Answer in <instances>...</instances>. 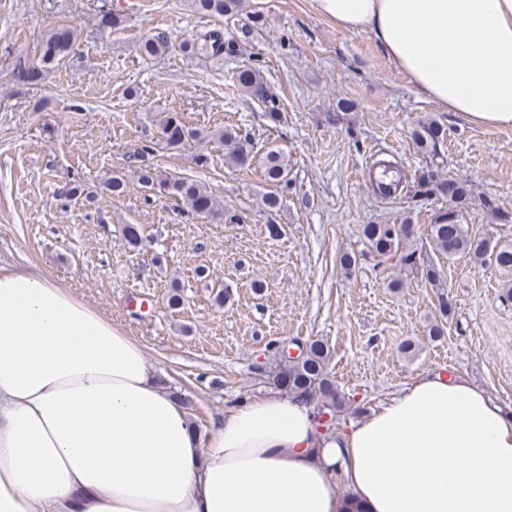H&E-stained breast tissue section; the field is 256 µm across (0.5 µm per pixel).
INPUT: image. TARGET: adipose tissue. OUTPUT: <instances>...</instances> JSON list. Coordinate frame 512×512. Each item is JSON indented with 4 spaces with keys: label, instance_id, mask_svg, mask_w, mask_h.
<instances>
[{
    "label": "adipose tissue",
    "instance_id": "1",
    "mask_svg": "<svg viewBox=\"0 0 512 512\" xmlns=\"http://www.w3.org/2000/svg\"><path fill=\"white\" fill-rule=\"evenodd\" d=\"M372 34L411 88L512 127V0H313ZM350 490L342 498L339 485ZM512 512V416L416 376L320 434L270 394L191 427L143 347L48 278L0 271V512Z\"/></svg>",
    "mask_w": 512,
    "mask_h": 512
}]
</instances>
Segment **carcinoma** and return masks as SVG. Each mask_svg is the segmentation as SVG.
<instances>
[{"mask_svg":"<svg viewBox=\"0 0 512 512\" xmlns=\"http://www.w3.org/2000/svg\"><path fill=\"white\" fill-rule=\"evenodd\" d=\"M196 10L214 17H233L241 11V0H193ZM78 30L74 27L52 29L41 47V68H20L16 78L22 82L37 81L42 71L55 68L74 48L78 40ZM171 41L163 32L147 35L139 46L142 54L157 56L169 51ZM179 48L190 57H219L223 54L234 55L239 43L233 38H224L217 31L201 33L184 39ZM238 88L250 98L262 105L265 117L272 123L282 121L280 102L277 95L264 81L256 66L239 69L234 75ZM413 140L429 159L427 168L409 181L402 162L395 157L383 158L370 156L368 168L369 184L372 193L381 199H398L403 196L422 199H441L446 205L435 210L428 224V236L432 249L442 257L451 260L458 255H467L471 259L496 266L512 275V241L502 242L492 235L476 237L469 233L468 225L463 223L464 211L469 207L472 197L471 185L458 177H441L435 174L440 167V147L446 138L443 125L432 122H420L412 132ZM207 138L224 146V164L230 168L245 169L259 164L265 181L276 187L262 196L263 205L269 214L278 212L284 203L282 190L288 187L290 169L285 154L281 150L270 149L264 153L255 150L254 137L242 129L217 128L207 134ZM202 139V133L186 125L177 115L167 117L161 125V137L157 142L149 141L134 150L130 158L137 163V181L145 189L159 190L176 201L187 213L215 219H227L239 222L241 217L224 212L212 191L202 182L188 176L164 175L154 163L158 149L181 150L192 140ZM104 188L113 197L123 196L128 183L121 174L114 175L104 182ZM413 235L411 224H365L362 228L366 253L376 257L379 262L396 261L400 266L408 267L420 274L421 279L437 292L438 310L436 317L428 325L429 336H441L444 333L443 319L448 317V297L441 289L443 269L431 258L411 247L409 239ZM331 351L327 344L319 339L305 343L298 356L281 355L274 368L269 371V384L289 395L304 396L314 404L316 418L328 414L340 418L346 410L347 401L335 378L329 370Z\"/></svg>","mask_w":512,"mask_h":512,"instance_id":"cac0c4a2","label":"carcinoma"}]
</instances>
